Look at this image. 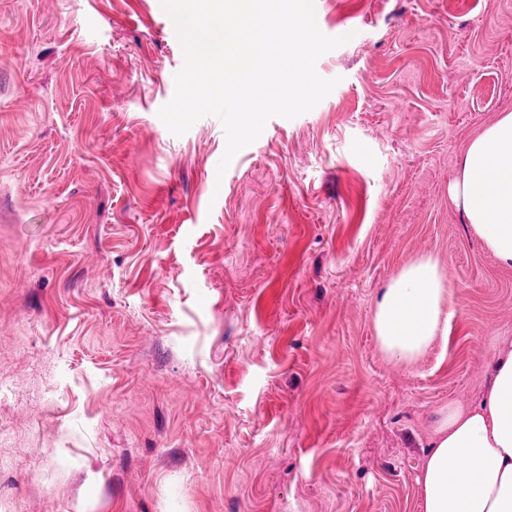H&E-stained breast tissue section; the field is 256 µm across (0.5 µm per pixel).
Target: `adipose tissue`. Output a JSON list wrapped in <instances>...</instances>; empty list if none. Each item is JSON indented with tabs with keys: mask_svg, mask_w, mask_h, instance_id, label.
<instances>
[{
	"mask_svg": "<svg viewBox=\"0 0 512 512\" xmlns=\"http://www.w3.org/2000/svg\"><path fill=\"white\" fill-rule=\"evenodd\" d=\"M451 194L486 249L512 268V113L471 141ZM449 293L438 260L402 267L374 304L381 350L405 365L423 357L446 333ZM419 484L422 512H512V352L496 358L477 405L439 411Z\"/></svg>",
	"mask_w": 512,
	"mask_h": 512,
	"instance_id": "1",
	"label": "adipose tissue"
}]
</instances>
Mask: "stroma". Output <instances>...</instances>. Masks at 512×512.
Returning a JSON list of instances; mask_svg holds the SVG:
<instances>
[{"label": "stroma", "instance_id": "1", "mask_svg": "<svg viewBox=\"0 0 512 512\" xmlns=\"http://www.w3.org/2000/svg\"><path fill=\"white\" fill-rule=\"evenodd\" d=\"M337 85L225 174L158 112L161 0H0V512H420L436 413L512 350V268L450 187L512 113V0H313ZM451 278L404 365L374 302ZM447 274L437 259L423 257L402 267L383 288L373 309V325L381 350L411 365L439 336H445Z\"/></svg>", "mask_w": 512, "mask_h": 512}]
</instances>
